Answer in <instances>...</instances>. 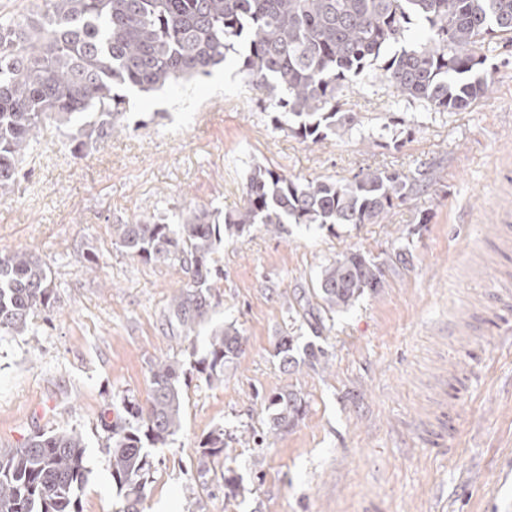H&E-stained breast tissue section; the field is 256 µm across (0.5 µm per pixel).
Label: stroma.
<instances>
[{
  "mask_svg": "<svg viewBox=\"0 0 512 512\" xmlns=\"http://www.w3.org/2000/svg\"><path fill=\"white\" fill-rule=\"evenodd\" d=\"M240 58L162 91L129 95L111 136L83 155L42 129L14 190L0 200V251L42 258L56 285L32 330L0 338V451L41 431L73 429L86 446L81 512H123L103 450L100 415L146 402L154 362L186 374L181 429L149 448L144 512H512V344L501 343L490 299L512 288V48L489 52L488 95L461 112L390 105L351 93V135L301 142L275 128L246 85ZM299 178L349 179L375 169L426 166L435 188L398 204L382 224L335 232L253 225L211 255L224 272L205 323L183 336L168 320L178 267L144 263L112 243V227L187 206L217 214L244 204L255 165ZM429 215L421 223V215ZM404 248L382 288L325 319L314 333L288 310L322 266L358 251ZM234 324L244 354L210 382L196 372L213 328ZM331 355L328 369L283 370L279 336ZM290 386L306 401L295 424L259 448L239 440L263 427V403ZM448 419L446 447L415 423ZM217 429L228 458L201 459ZM243 489L224 496V471Z\"/></svg>",
  "mask_w": 512,
  "mask_h": 512,
  "instance_id": "obj_1",
  "label": "stroma"
}]
</instances>
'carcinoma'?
<instances>
[{
    "mask_svg": "<svg viewBox=\"0 0 512 512\" xmlns=\"http://www.w3.org/2000/svg\"><path fill=\"white\" fill-rule=\"evenodd\" d=\"M29 16L0 17V199L16 182L41 129H65L80 154L112 134L126 105L125 90L149 93L207 75L243 44L241 71L269 107L288 115V130L318 142L351 132L359 120L343 109L344 92L364 77L380 80L397 101L438 112L469 108L487 94L480 73L495 37L512 40V0H42ZM431 186L427 170L360 172L349 180L287 177L266 166L251 170L244 206L219 218L186 207L171 222L153 216L113 225V241L145 262L180 268L186 281L168 305L189 337L211 308L221 271L210 256L224 237L254 224H380L396 203ZM386 263L348 252L322 267L311 292L296 303L310 328L383 286ZM49 268L25 251L0 252V335H21L30 317L53 299ZM295 337L281 336L276 356L284 371L329 362L321 347L293 355ZM243 353L230 324L212 331L200 373L219 381ZM181 366L174 359L150 368L146 405L132 400L125 418L100 420L107 433L112 484L124 512H143L150 469L144 442L163 445L181 428ZM265 429L252 430L260 447L303 414L292 388L265 399ZM227 454L224 431L201 443L204 458ZM86 446L75 430L38 432L0 453V512H80L88 480Z\"/></svg>",
    "mask_w": 512,
    "mask_h": 512,
    "instance_id": "1",
    "label": "carcinoma"
}]
</instances>
